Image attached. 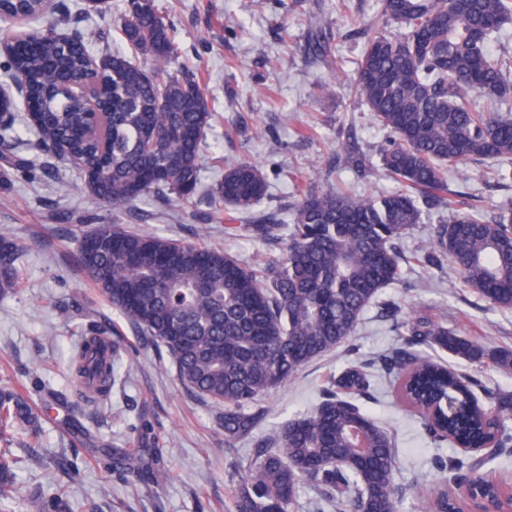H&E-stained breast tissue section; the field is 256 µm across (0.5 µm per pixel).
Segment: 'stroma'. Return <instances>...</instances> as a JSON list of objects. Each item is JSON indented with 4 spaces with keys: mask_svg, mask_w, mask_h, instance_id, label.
<instances>
[{
    "mask_svg": "<svg viewBox=\"0 0 512 512\" xmlns=\"http://www.w3.org/2000/svg\"><path fill=\"white\" fill-rule=\"evenodd\" d=\"M156 3L212 113L202 149L203 185L217 183L226 165L256 163L269 184L259 209L278 216L300 186L334 183L358 194L392 188L380 165L386 133L353 89L363 49L359 32L380 25L379 0H298L290 13L281 0ZM125 7L126 0H108L105 12L80 28L95 33L99 48L112 49L120 40ZM313 26L330 38L332 59L312 52ZM352 149L369 158L365 170L350 166ZM447 195L490 218L512 206V179L497 182L473 170H452ZM210 211L199 195L184 209L154 196L130 211L111 210L82 189L74 166L54 157L29 173L14 174L0 187V233H9L24 251L21 285L0 299V389L27 391L43 378L79 411L92 447L116 453L138 451L130 426L146 416L163 451L164 470L159 486H146L123 479L82 451L78 475L67 476L53 460L69 451L73 436L47 419L39 437L21 429L13 433L11 451L24 462L13 512H24V500L33 490L50 494L60 488L68 489L74 512H230L239 480L235 463L250 457L257 441L318 404L322 390L350 359L365 365L371 386L362 401L395 441L398 512H421V491L441 483L435 459L463 460L467 454L426 437L420 421L397 403L383 357L401 346L404 323L420 310L486 352L511 351L512 309L491 306L460 284L450 267L403 265L401 282L382 289L365 312L352 347L310 362L264 397L268 416L252 438L229 448L217 424V408L177 382L170 358L120 320L74 261L83 234L112 220L140 232L198 239L246 263L279 256V247L229 234L223 224L209 220ZM93 319L117 325L121 341L137 348L124 362L121 385L101 408L86 404L69 378L72 351ZM430 355L455 372L479 378L488 389L512 390V370L492 360L471 364L438 349Z\"/></svg>",
    "mask_w": 512,
    "mask_h": 512,
    "instance_id": "1",
    "label": "stroma"
}]
</instances>
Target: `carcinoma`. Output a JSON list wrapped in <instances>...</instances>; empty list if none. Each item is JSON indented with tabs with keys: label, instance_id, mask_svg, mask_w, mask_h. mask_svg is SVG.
<instances>
[{
	"label": "carcinoma",
	"instance_id": "cac0c4a2",
	"mask_svg": "<svg viewBox=\"0 0 512 512\" xmlns=\"http://www.w3.org/2000/svg\"><path fill=\"white\" fill-rule=\"evenodd\" d=\"M382 24L362 30L365 51L356 71V97L389 137L382 169L397 186L361 196L333 186L299 191L292 222L257 211L268 184L248 161L224 169L212 189L218 218L231 207L250 237L283 245L281 256L246 264L217 248L122 224H100L80 240L76 263L122 319L165 351L177 381L194 397L224 408V444L253 434L267 408L260 397L286 383L312 360L349 342L380 291L401 279L399 242L440 208L449 220L432 228L417 258L449 263L465 287L489 304L512 309V208L491 219L465 201L444 197L449 166L512 159V55H494L489 41L512 22V0H380ZM45 0H0V18H38ZM124 41L157 70L176 63L163 80L126 53L102 55L90 69L93 37L78 28L62 41L39 33V53L12 62L24 97L25 130L38 149L72 162L85 190L103 203L133 207L156 193L187 205L201 185L202 147L210 126L206 95L180 61L155 0H127ZM316 56L332 55L330 39L310 35ZM102 91V114L92 121L90 99ZM65 151L60 152L58 148ZM33 167L27 156H0V183ZM136 254L126 263L112 239ZM18 245L0 234V297L15 292ZM436 346L467 362L483 348L420 314L405 325L404 347L383 359L396 375V398L418 415L436 442L512 443V391H486L475 377L420 358L414 348ZM112 330L92 324L76 346L69 375L85 401L100 406L120 380ZM363 366L347 364L310 411L289 421L271 441L257 444L232 495L233 512H290L300 488L313 486L339 512H397L395 443L359 399L369 390ZM41 433L27 396L0 392V430ZM162 451L152 463L120 457L116 468L157 483ZM485 459L437 467L448 471L429 491L428 512H448V483L477 479ZM16 461L0 453V512L16 487ZM25 512H72L63 493L27 498Z\"/></svg>",
	"mask_w": 512,
	"mask_h": 512
}]
</instances>
